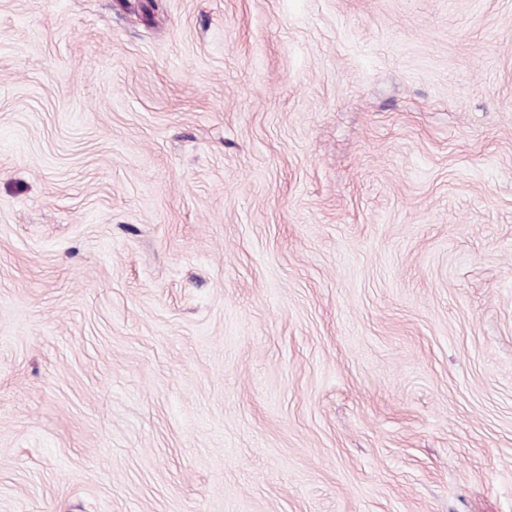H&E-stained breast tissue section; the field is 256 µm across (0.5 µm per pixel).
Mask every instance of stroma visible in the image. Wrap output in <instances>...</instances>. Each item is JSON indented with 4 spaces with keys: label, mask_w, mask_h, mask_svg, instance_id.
<instances>
[{
    "label": "stroma",
    "mask_w": 512,
    "mask_h": 512,
    "mask_svg": "<svg viewBox=\"0 0 512 512\" xmlns=\"http://www.w3.org/2000/svg\"><path fill=\"white\" fill-rule=\"evenodd\" d=\"M0 512H512V0H0Z\"/></svg>",
    "instance_id": "1"
}]
</instances>
